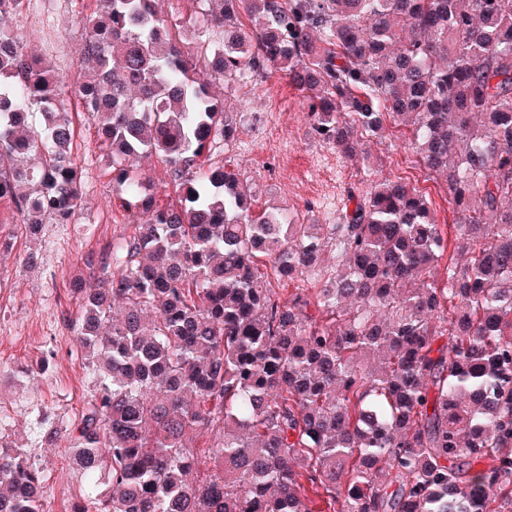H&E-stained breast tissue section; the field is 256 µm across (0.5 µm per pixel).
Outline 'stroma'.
Segmentation results:
<instances>
[{"mask_svg": "<svg viewBox=\"0 0 512 512\" xmlns=\"http://www.w3.org/2000/svg\"><path fill=\"white\" fill-rule=\"evenodd\" d=\"M89 10L88 0H30L15 19L27 50L48 56L68 85L82 82L88 72L80 61L79 19ZM47 17L52 20L48 43L35 36ZM221 95L237 130L213 159L239 161L259 205L288 207L303 224H332L346 188L362 189L386 177L427 193L442 226L459 221L444 180L420 164L405 129L388 124L371 138L367 167L309 134L304 94L277 70ZM77 146L85 206L72 223L43 225L33 241L16 212L0 205V236L10 240L9 250L0 253V441L21 449L43 471L45 512H71L89 491L66 443L44 439L47 428L61 433L71 428L94 389L75 326L78 301L71 285L86 274L87 257L99 256L132 230L129 215L112 204L109 164L91 123L79 122ZM32 250L37 263L24 265Z\"/></svg>", "mask_w": 512, "mask_h": 512, "instance_id": "stroma-1", "label": "stroma"}]
</instances>
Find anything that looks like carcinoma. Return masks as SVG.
<instances>
[{
	"instance_id": "1",
	"label": "carcinoma",
	"mask_w": 512,
	"mask_h": 512,
	"mask_svg": "<svg viewBox=\"0 0 512 512\" xmlns=\"http://www.w3.org/2000/svg\"><path fill=\"white\" fill-rule=\"evenodd\" d=\"M92 2L95 71L67 92L0 22V204L31 234L72 222L78 113L135 217L72 288L94 389L44 437L109 486L74 512H512V0H202L187 43L152 0ZM272 67L347 158L403 125L460 208L453 239L389 179L336 224L254 210L240 164L212 162L235 126L210 82ZM216 422L221 476L197 480ZM43 482L0 446V512H44Z\"/></svg>"
}]
</instances>
